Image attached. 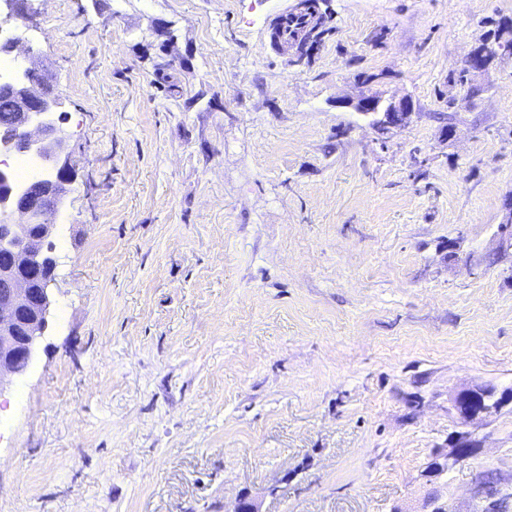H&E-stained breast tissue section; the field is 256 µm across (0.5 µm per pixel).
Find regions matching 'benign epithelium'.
I'll list each match as a JSON object with an SVG mask.
<instances>
[{
    "mask_svg": "<svg viewBox=\"0 0 512 512\" xmlns=\"http://www.w3.org/2000/svg\"><path fill=\"white\" fill-rule=\"evenodd\" d=\"M35 0H0V31L34 13ZM318 50L311 39L288 43L287 56L296 65ZM489 66L488 53L474 51L465 71L475 80ZM29 57L15 58L13 71L0 78V99L8 103L10 123L23 134L22 145L0 140V389L25 373L48 328L54 282V261L46 248L53 223L69 192L73 166L66 153L67 136L60 125L64 104L47 86L34 85ZM347 105L359 112L382 113L383 131L405 125L412 115L408 99L384 101L363 93ZM26 154L36 162L35 175L16 184L1 157ZM19 215L20 221L12 220ZM512 402V389L475 384L449 398L450 411L467 423L478 424ZM481 448L472 432L457 431L450 448L437 450L423 471L426 484L423 512H458L448 494L435 486L449 471L470 464ZM469 512H500L506 497L495 484L474 479Z\"/></svg>",
    "mask_w": 512,
    "mask_h": 512,
    "instance_id": "7a95c632",
    "label": "benign epithelium"
}]
</instances>
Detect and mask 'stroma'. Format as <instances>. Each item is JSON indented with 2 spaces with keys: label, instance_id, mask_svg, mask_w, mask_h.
<instances>
[{
  "label": "stroma",
  "instance_id": "stroma-1",
  "mask_svg": "<svg viewBox=\"0 0 512 512\" xmlns=\"http://www.w3.org/2000/svg\"><path fill=\"white\" fill-rule=\"evenodd\" d=\"M293 0H36L75 178L56 304L0 392V512H418L464 422L512 387V57L457 83L512 0H329L305 64ZM167 73L176 91L159 79ZM410 98L377 133L361 91ZM449 472L512 487V405ZM307 14L297 13L290 14L285 18L281 25L280 37L288 43L295 39L307 26ZM318 46L312 39L296 40L288 43L286 51L287 56L296 65H301L308 61L318 50ZM512 402V389L499 390L491 384H475L449 398L450 411L467 423L478 424Z\"/></svg>",
  "mask_w": 512,
  "mask_h": 512
}]
</instances>
